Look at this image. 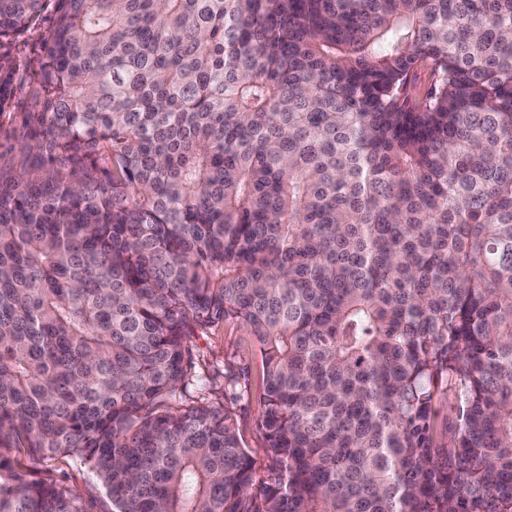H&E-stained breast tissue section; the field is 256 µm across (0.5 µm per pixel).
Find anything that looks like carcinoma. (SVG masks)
I'll return each instance as SVG.
<instances>
[{
  "mask_svg": "<svg viewBox=\"0 0 512 512\" xmlns=\"http://www.w3.org/2000/svg\"><path fill=\"white\" fill-rule=\"evenodd\" d=\"M44 2L0 0V44ZM61 3L40 179L0 173V512L96 507L20 447L109 512H512V0ZM230 320L259 494L186 398ZM192 349V371L204 380L217 376L219 381L216 395H209L210 389L194 384L190 391L196 396L203 395L217 405L231 410L237 419L241 443L253 458L256 468L255 493L260 483L270 477L271 461L267 453L264 434L258 426L263 407V385L261 359L250 336L232 321L210 330L206 336L190 342ZM232 374L237 377L236 389L224 391V378ZM220 383L222 386L220 387ZM453 390L448 388V393H442L435 404L438 416L435 422V441L438 446L444 447L451 442L454 436L452 420L448 419V409L453 403ZM47 467L52 469V473L57 479L63 480L86 498H94L98 510L105 508L99 481L88 465H84L80 461L59 459L47 463Z\"/></svg>",
  "mask_w": 512,
  "mask_h": 512,
  "instance_id": "carcinoma-1",
  "label": "carcinoma"
}]
</instances>
